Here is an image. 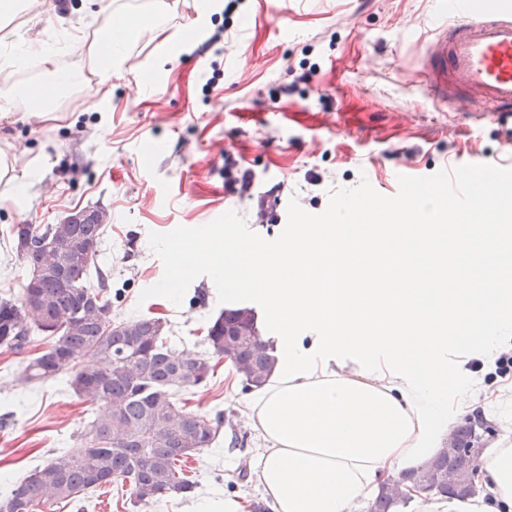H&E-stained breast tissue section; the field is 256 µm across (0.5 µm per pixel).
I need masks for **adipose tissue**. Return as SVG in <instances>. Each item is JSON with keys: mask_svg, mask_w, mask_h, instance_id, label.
Masks as SVG:
<instances>
[{"mask_svg": "<svg viewBox=\"0 0 512 512\" xmlns=\"http://www.w3.org/2000/svg\"><path fill=\"white\" fill-rule=\"evenodd\" d=\"M116 35L87 48L93 66L57 64L55 48L29 40L0 57L10 72L39 67L55 86L96 95L112 77L137 29L110 0H90ZM361 201L348 197L333 223L301 224L278 248L240 234L221 248L193 232V245L169 242L174 274L165 288L201 265L225 291H259L282 335L285 358L245 412L264 446L256 478L271 512H363L381 481L400 479L441 450L459 418L481 413L499 429L480 455L476 493L407 494L416 512H512V382L487 384L472 361L493 368L512 348V321L501 318L502 279L512 274V225L442 223L432 193L414 197L415 220L387 213L383 236L350 224ZM257 252L233 278L224 266Z\"/></svg>", "mask_w": 512, "mask_h": 512, "instance_id": "1", "label": "adipose tissue"}]
</instances>
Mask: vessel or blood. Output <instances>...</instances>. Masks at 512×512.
I'll return each instance as SVG.
<instances>
[{"instance_id":"b4317fda","label":"vessel or blood","mask_w":512,"mask_h":512,"mask_svg":"<svg viewBox=\"0 0 512 512\" xmlns=\"http://www.w3.org/2000/svg\"><path fill=\"white\" fill-rule=\"evenodd\" d=\"M452 18L436 30L419 72L433 99L512 108V0L475 10L450 0Z\"/></svg>"}]
</instances>
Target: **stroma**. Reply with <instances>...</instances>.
Listing matches in <instances>:
<instances>
[{"instance_id": "stroma-1", "label": "stroma", "mask_w": 512, "mask_h": 512, "mask_svg": "<svg viewBox=\"0 0 512 512\" xmlns=\"http://www.w3.org/2000/svg\"><path fill=\"white\" fill-rule=\"evenodd\" d=\"M44 10L18 14L0 28V55L16 37L55 39L58 60L75 65L69 36L100 42L102 18L75 14L80 0H47ZM199 0H115L141 15L162 8L166 33L192 31ZM441 0H241L228 10L217 0L189 53L158 65L160 40L132 41L121 66L99 91L105 109L71 92L52 98L56 118L0 114V151L15 158L31 186L14 192L0 180V298H17L25 270L15 257L12 227L59 223L74 211L109 215L98 264L109 276L112 318L157 317L176 349L205 351L208 328L229 305L224 284L198 267L180 281L177 298L159 287L172 275L167 242L206 229L215 239L231 231L276 243L297 224L331 223L349 195L364 203L355 224L373 223L375 205L411 216L414 185L423 188L455 173L468 184L493 172L497 191L479 201L482 220H512V113L481 119L445 110L414 81L434 34ZM224 33V51L203 44ZM482 157L484 167L473 158ZM252 177L244 195L228 180ZM283 191H276V184ZM265 198L264 217L256 201ZM27 353L0 346V476L23 480L56 453L76 454L92 412L67 377L28 384ZM251 395L235 368L217 361L206 387L181 392L187 408L224 422L215 444L191 457L184 475L192 495L173 493L151 509L134 503L130 487L108 485L54 512H194L196 503L228 493L255 501L253 478L240 462L258 440L247 425Z\"/></svg>"}]
</instances>
